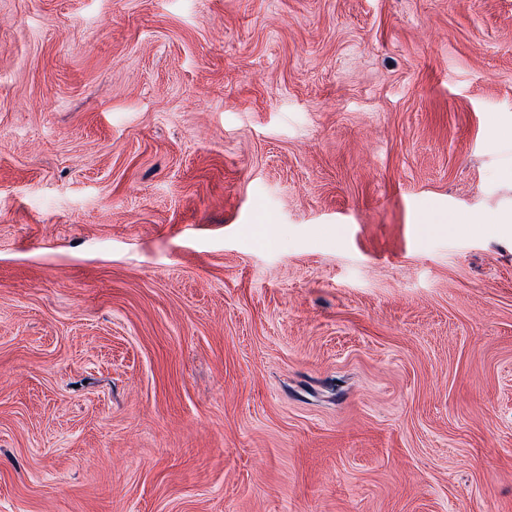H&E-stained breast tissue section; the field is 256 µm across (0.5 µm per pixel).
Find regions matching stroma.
I'll use <instances>...</instances> for the list:
<instances>
[{"instance_id": "stroma-1", "label": "stroma", "mask_w": 512, "mask_h": 512, "mask_svg": "<svg viewBox=\"0 0 512 512\" xmlns=\"http://www.w3.org/2000/svg\"><path fill=\"white\" fill-rule=\"evenodd\" d=\"M510 161L512 0H0V512H512Z\"/></svg>"}]
</instances>
